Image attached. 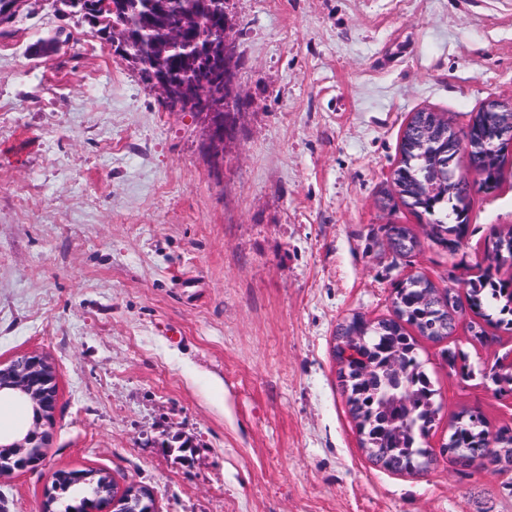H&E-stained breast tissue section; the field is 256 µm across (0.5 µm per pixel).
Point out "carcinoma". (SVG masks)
Masks as SVG:
<instances>
[{"label":"carcinoma","mask_w":512,"mask_h":512,"mask_svg":"<svg viewBox=\"0 0 512 512\" xmlns=\"http://www.w3.org/2000/svg\"><path fill=\"white\" fill-rule=\"evenodd\" d=\"M85 2L88 8L82 18L108 42L125 23L135 25L139 42L127 49V62L146 84H151L157 63L187 82L200 85L208 78V71L194 55L198 34L177 26L183 16L201 10L208 11L212 25H220L223 14L219 0H124L122 18L114 14L113 0ZM29 4L30 0H0V25L14 22ZM444 131V124L434 126L429 143L423 146L416 140L414 128H407L396 175L417 195L412 205L431 216L427 237L454 255L463 248L467 236L468 195L459 187L457 177L448 176L447 162L455 153L448 152ZM469 165L476 172L496 171L501 166V151L492 149L487 155L471 156ZM392 231L409 240L395 253L407 255L420 246L408 225L390 224L386 232ZM485 252L483 273L463 283L468 308L477 317L470 321L469 329L481 343L492 340L485 330L487 325L512 329V278L498 276L502 264L499 257L512 255V229H492ZM392 304V318L365 323L355 315L338 325L333 354L360 446L382 467L413 474L426 470L433 462L424 443L440 411L438 390L419 360L416 337L440 341L451 335L462 305L456 289H440L420 274L395 286ZM444 355L450 371L461 380L475 376L466 353L449 349ZM482 376L493 385L495 394L512 395V361L499 358ZM441 453L461 472L472 468L479 458L512 457V427L505 425L491 432L481 413L463 410L454 418ZM87 473L88 480L57 493L70 499L64 512H77L96 495L101 483L111 478L103 470L89 469Z\"/></svg>","instance_id":"cac0c4a2"}]
</instances>
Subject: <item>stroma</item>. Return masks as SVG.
<instances>
[{
    "label": "stroma",
    "mask_w": 512,
    "mask_h": 512,
    "mask_svg": "<svg viewBox=\"0 0 512 512\" xmlns=\"http://www.w3.org/2000/svg\"><path fill=\"white\" fill-rule=\"evenodd\" d=\"M225 7L237 92L217 167L197 116L89 25L37 0L0 36V361L45 354L58 385L44 459L0 481V512H42L53 473L83 468L150 488L156 512H512V469L462 474L440 453L462 410L512 426V398L442 350L480 369L512 333L480 344L466 311L419 339L441 411L418 474L360 447L332 354L338 323L392 317L410 275H478L486 236L512 227V146L490 193L455 159L474 185L458 255L385 201L413 112L462 132L487 99L512 105V0ZM387 224L420 247L388 251Z\"/></svg>",
    "instance_id": "1"
}]
</instances>
